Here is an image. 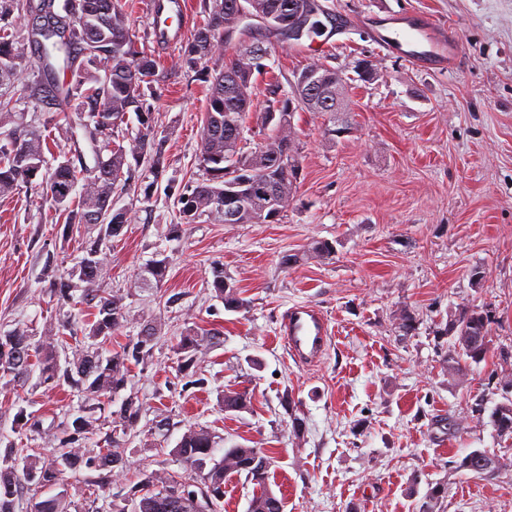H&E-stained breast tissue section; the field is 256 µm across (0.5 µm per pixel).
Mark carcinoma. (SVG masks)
<instances>
[{
    "mask_svg": "<svg viewBox=\"0 0 512 512\" xmlns=\"http://www.w3.org/2000/svg\"><path fill=\"white\" fill-rule=\"evenodd\" d=\"M244 8L268 20L270 25L252 30L240 28L235 15ZM317 0H211L206 21L196 30L182 54V67L191 72L198 63L216 49L238 41L254 46V69L242 70L236 56L224 58V67L213 77L203 116L200 162L204 175L177 194L180 214L187 224L201 217L221 224H265L270 213L282 217L288 202L294 198L300 180L299 147L295 139L296 112L288 111V102L295 101L308 112H317L329 123H336L332 91L343 73L322 62L315 65L316 80L310 87L292 85L291 93L281 97L273 94L267 111L258 117L263 141L247 150L243 132L252 104L253 76L266 69L270 38L290 42L297 13L317 15ZM27 18V36L14 32L13 14ZM33 50L26 52L25 43ZM33 54L30 65L37 81L30 87V96L64 114L69 129L83 131L91 145L93 165H88L81 151L76 158H67L56 165L45 156L43 131L24 119L21 112L11 111L10 102L0 93V197H7L23 184L42 177L43 190L64 218L66 231L98 227L97 237L85 247V254L52 289L64 304L73 302V288H82L81 301L95 305V321L88 338L104 344L126 321L124 297L107 294L100 288L107 260V244L119 234L114 223L130 222L128 210L118 215L108 213L112 193L119 185L135 181V169L128 157H139L148 163L154 176L164 172V141L148 128L130 148L112 144L114 129L126 115L143 109L144 87L157 76L155 59L138 50L130 21L122 0H0V87L14 83L17 69ZM249 181L250 196L224 204V185L240 179ZM82 184L79 198H72L77 184ZM234 219H225L228 211ZM168 259H155L142 274V284L160 283L166 276ZM211 286L224 301V307L241 311L249 302L241 297L224 277V269H211ZM78 283L71 284L72 280ZM488 310L474 305L456 308L450 315L448 333L452 343L443 362L448 371L460 370L463 363H479L488 352ZM155 336L147 323L137 341L105 357L82 342L65 347L50 340L36 341L25 331L0 334V371L19 382H26L38 371V384L47 387L68 385L78 393L82 414L76 416L59 438L64 452L50 459L41 452L9 448L0 455V512H15L22 489L44 498L35 504V512H65L68 498L81 497L78 488L64 482L67 469L83 466L104 471L98 487L105 489L112 482V470L123 465V456L114 452L125 442L127 431L133 429L140 406L131 398L124 399L114 414L120 428L112 429L107 447L94 456L82 448L87 434L93 431V413L126 384L129 361L150 355ZM224 344V332L218 328L202 332L189 330L176 344L179 374H191L198 354ZM495 430H507L512 438V398L496 404L491 415ZM218 436L205 427H190L183 433L172 454L190 466L196 480L176 479L169 472L150 473L134 484L127 496L133 512H221L224 479L230 475L244 476L256 488L249 500L248 512H284L283 498L272 493L269 475L272 456L260 448L234 445L218 451ZM267 460L268 465L261 464ZM501 468L500 459L488 454L484 463L467 464L466 458L456 462V469L481 479L495 478ZM445 488L435 486L417 505L418 512H433L443 498Z\"/></svg>",
    "mask_w": 512,
    "mask_h": 512,
    "instance_id": "1",
    "label": "carcinoma"
}]
</instances>
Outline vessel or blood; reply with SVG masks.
I'll list each match as a JSON object with an SVG mask.
<instances>
[{
	"label": "vessel or blood",
	"mask_w": 512,
	"mask_h": 512,
	"mask_svg": "<svg viewBox=\"0 0 512 512\" xmlns=\"http://www.w3.org/2000/svg\"><path fill=\"white\" fill-rule=\"evenodd\" d=\"M381 45L405 49L416 64H446L454 60L457 40L445 25L430 18L404 20L394 35H380ZM287 354L300 364L319 360L326 351L330 329L323 313L315 306L292 307L281 318L278 331Z\"/></svg>",
	"instance_id": "1"
}]
</instances>
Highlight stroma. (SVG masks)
<instances>
[{
    "label": "stroma",
    "mask_w": 512,
    "mask_h": 512,
    "mask_svg": "<svg viewBox=\"0 0 512 512\" xmlns=\"http://www.w3.org/2000/svg\"><path fill=\"white\" fill-rule=\"evenodd\" d=\"M148 2L123 0L139 47L159 63L145 99L165 140V170L157 178L139 167L137 184L114 194L132 217L112 243L101 288L123 295L127 311L108 350L135 342L147 323L156 336L150 356L128 365L119 396L139 401L141 414L98 512H112L146 473L190 476L171 450L193 425L228 446L266 449L285 512H414L438 483L447 494L437 512H512V440L490 423L504 397L501 377L512 376L499 357L512 351V0H318L332 16L319 34L298 46L272 43L254 112L264 110L269 85L289 93L295 72L324 61L348 79L350 125L329 136L317 113L296 114L302 175L275 224L183 223L174 191L202 175L208 81L233 49L185 72L181 47H155ZM411 15L455 30L453 65L427 69L380 47L376 21ZM362 60L371 80L356 71ZM317 241L332 244L331 256L311 253ZM84 242L63 237L40 183L0 198V334L41 340L69 313L51 281L82 257ZM159 254L169 259L166 278L142 285L141 271ZM287 255L294 261L286 266ZM217 264L247 310H227L215 297ZM304 303L326 314L332 333L308 366L278 338L282 314ZM467 304L490 312L489 351L452 374L443 330L449 312ZM406 312L416 324L403 336ZM189 328L222 329L224 343L198 360L201 386L186 389L174 346ZM242 390L247 409L225 410V393ZM20 395L32 396L39 431L15 430ZM80 404L70 388L20 387L0 373V448L44 447V432L61 433ZM473 450L504 461L498 477L456 470Z\"/></svg>",
    "instance_id": "obj_1"
}]
</instances>
